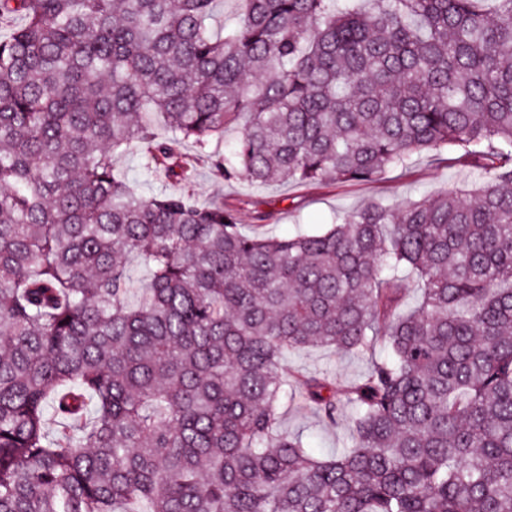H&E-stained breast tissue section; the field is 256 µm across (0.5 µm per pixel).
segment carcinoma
<instances>
[{
    "instance_id": "cac0c4a2",
    "label": "carcinoma",
    "mask_w": 512,
    "mask_h": 512,
    "mask_svg": "<svg viewBox=\"0 0 512 512\" xmlns=\"http://www.w3.org/2000/svg\"><path fill=\"white\" fill-rule=\"evenodd\" d=\"M215 2L0 0V512H512V0H246L220 34ZM233 123L226 182L434 152L478 187L266 238L115 164L186 185ZM317 346L380 357L288 380ZM144 163L140 153H129L118 158V166L128 172L132 184L138 192L157 193L163 190L174 191L182 188V185L156 179L147 171ZM279 414L281 429L304 435L308 446L317 455L332 454L351 444L353 425L345 416L338 423L330 424L321 420L313 411L296 403L282 405Z\"/></svg>"
}]
</instances>
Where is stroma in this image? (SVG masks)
<instances>
[{
  "label": "stroma",
  "instance_id": "stroma-1",
  "mask_svg": "<svg viewBox=\"0 0 512 512\" xmlns=\"http://www.w3.org/2000/svg\"><path fill=\"white\" fill-rule=\"evenodd\" d=\"M466 174L460 168L422 156L409 171H391L369 183L347 185L272 184L255 189L244 182H227L217 177L207 161H200L192 188L199 200L241 207L242 229L248 234L283 236L297 232H323L330 228L336 212L356 209L372 199L399 206L410 199L431 194L444 185H463ZM372 354H356L336 348L309 347L290 354L288 364L301 372H327L348 383L372 366ZM282 430L302 434L315 454L341 451L351 443L353 425L349 418L330 424L313 411L297 404L279 409Z\"/></svg>",
  "mask_w": 512,
  "mask_h": 512
}]
</instances>
